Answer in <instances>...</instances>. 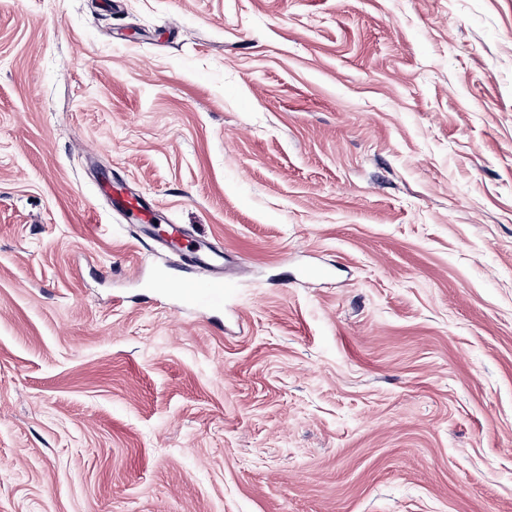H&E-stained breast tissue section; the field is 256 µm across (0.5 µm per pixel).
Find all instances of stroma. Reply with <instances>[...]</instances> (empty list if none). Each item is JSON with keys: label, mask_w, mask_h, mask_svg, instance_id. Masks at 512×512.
<instances>
[{"label": "stroma", "mask_w": 512, "mask_h": 512, "mask_svg": "<svg viewBox=\"0 0 512 512\" xmlns=\"http://www.w3.org/2000/svg\"><path fill=\"white\" fill-rule=\"evenodd\" d=\"M0 512H512V0H0ZM182 275L173 283L185 297L200 303H216L224 297L228 282L224 279V250L209 241L197 242L188 253L181 255ZM210 272L201 279V272Z\"/></svg>", "instance_id": "obj_1"}]
</instances>
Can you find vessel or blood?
Here are the masks:
<instances>
[{"label":"vessel or blood","mask_w":512,"mask_h":512,"mask_svg":"<svg viewBox=\"0 0 512 512\" xmlns=\"http://www.w3.org/2000/svg\"><path fill=\"white\" fill-rule=\"evenodd\" d=\"M182 275L174 283L185 297L200 303H216L228 288L224 277V250L208 241L196 243L182 256Z\"/></svg>","instance_id":"1"}]
</instances>
